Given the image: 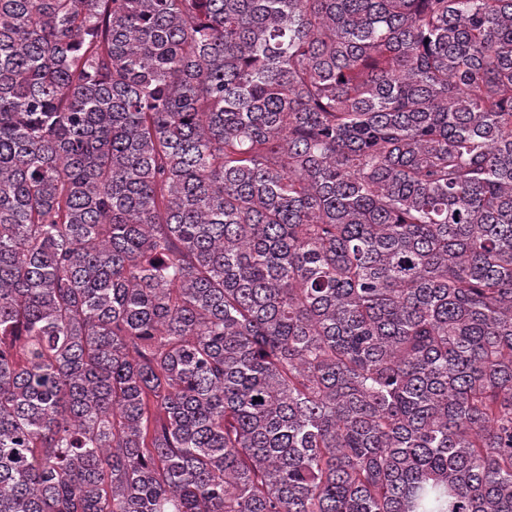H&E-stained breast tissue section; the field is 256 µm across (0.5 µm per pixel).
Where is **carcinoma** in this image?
<instances>
[{
  "label": "carcinoma",
  "instance_id": "obj_1",
  "mask_svg": "<svg viewBox=\"0 0 512 512\" xmlns=\"http://www.w3.org/2000/svg\"><path fill=\"white\" fill-rule=\"evenodd\" d=\"M0 512H512V0H0Z\"/></svg>",
  "mask_w": 512,
  "mask_h": 512
}]
</instances>
